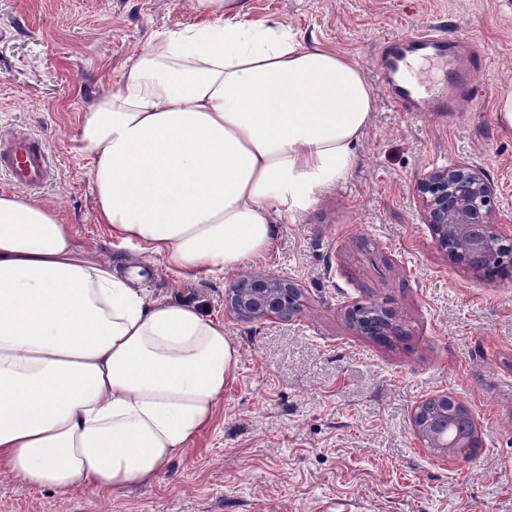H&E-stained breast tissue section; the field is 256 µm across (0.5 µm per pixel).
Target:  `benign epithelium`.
Wrapping results in <instances>:
<instances>
[{
    "mask_svg": "<svg viewBox=\"0 0 512 512\" xmlns=\"http://www.w3.org/2000/svg\"><path fill=\"white\" fill-rule=\"evenodd\" d=\"M414 194L422 206L423 223L427 224L437 247L453 248L457 263L471 266V259L501 264L502 247L512 246V235L501 232L499 225L511 224L512 216L497 207L494 185L482 170L470 164L435 168L414 185ZM303 291L295 283L272 273H255L240 277L224 297V305L245 321L290 320L302 307ZM355 328L365 336H396V314L385 301L371 299L348 307ZM460 409L477 431L472 412L459 398L438 393L418 402L412 410L414 431L421 442L441 454L450 453L448 444V410Z\"/></svg>",
    "mask_w": 512,
    "mask_h": 512,
    "instance_id": "1",
    "label": "benign epithelium"
}]
</instances>
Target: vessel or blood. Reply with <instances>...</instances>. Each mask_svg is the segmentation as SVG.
Returning a JSON list of instances; mask_svg holds the SVG:
<instances>
[{
	"label": "vessel or blood",
	"instance_id": "vessel-or-blood-1",
	"mask_svg": "<svg viewBox=\"0 0 512 512\" xmlns=\"http://www.w3.org/2000/svg\"><path fill=\"white\" fill-rule=\"evenodd\" d=\"M382 68L377 77L392 102L409 112H456L462 94L472 92L477 76L484 72L488 58L483 54H462L455 38L442 30L427 29L386 42ZM414 58L436 59L444 66L446 87L439 90L409 75ZM0 175L31 189L52 178L50 154L42 138L27 133L0 136Z\"/></svg>",
	"mask_w": 512,
	"mask_h": 512
}]
</instances>
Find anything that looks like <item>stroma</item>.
<instances>
[{
	"label": "stroma",
	"instance_id": "1",
	"mask_svg": "<svg viewBox=\"0 0 512 512\" xmlns=\"http://www.w3.org/2000/svg\"><path fill=\"white\" fill-rule=\"evenodd\" d=\"M248 20L290 26L347 53L373 89L358 166L305 212L275 218L260 258L184 276L154 260L153 297L196 304L224 324L239 363L212 422L152 482L110 492L26 486L0 473V512H512V275L487 281L437 249L413 193L435 168L480 166L512 213V133L495 103L512 81V0H247ZM192 0H0V133L42 136L54 206L92 258L143 254L99 224L80 115L155 33L199 23ZM444 22L486 52L480 98L458 112H407L375 72L382 44ZM300 285L301 313L247 322L224 309L237 277ZM387 300L400 335L378 343L353 302ZM446 392L472 411L469 460L418 440L413 407Z\"/></svg>",
	"mask_w": 512,
	"mask_h": 512
}]
</instances>
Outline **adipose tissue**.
Listing matches in <instances>:
<instances>
[{
  "mask_svg": "<svg viewBox=\"0 0 512 512\" xmlns=\"http://www.w3.org/2000/svg\"><path fill=\"white\" fill-rule=\"evenodd\" d=\"M149 40L78 143L112 239L185 273L232 270L357 165L361 67L245 0ZM141 266L92 259L54 207L0 191V469L37 488L155 479L213 418L239 361L222 322L151 299Z\"/></svg>",
  "mask_w": 512,
  "mask_h": 512,
  "instance_id": "1",
  "label": "adipose tissue"
}]
</instances>
